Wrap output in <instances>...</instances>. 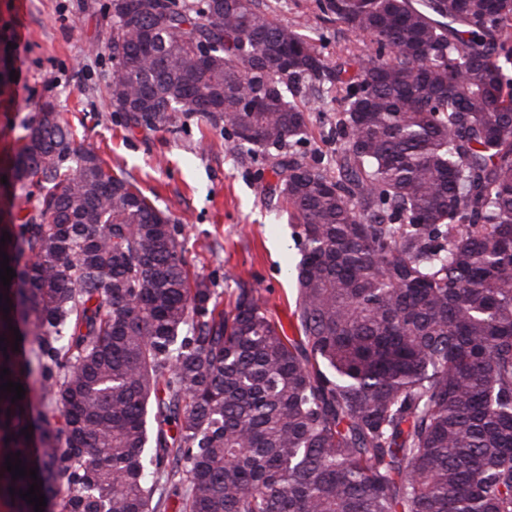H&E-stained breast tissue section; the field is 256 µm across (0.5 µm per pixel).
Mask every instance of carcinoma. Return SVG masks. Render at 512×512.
<instances>
[{"label": "carcinoma", "instance_id": "obj_1", "mask_svg": "<svg viewBox=\"0 0 512 512\" xmlns=\"http://www.w3.org/2000/svg\"><path fill=\"white\" fill-rule=\"evenodd\" d=\"M316 6L376 51L333 62L264 0H112L104 45L125 126L197 114L267 157L296 336L255 288L222 308L169 211L38 105L0 223L10 512L35 482L43 512H512V0ZM306 85L343 105L333 171L295 150Z\"/></svg>", "mask_w": 512, "mask_h": 512}]
</instances>
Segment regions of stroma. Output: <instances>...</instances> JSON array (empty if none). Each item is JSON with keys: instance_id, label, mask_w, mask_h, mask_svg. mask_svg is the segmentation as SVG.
Segmentation results:
<instances>
[{"instance_id": "1", "label": "stroma", "mask_w": 512, "mask_h": 512, "mask_svg": "<svg viewBox=\"0 0 512 512\" xmlns=\"http://www.w3.org/2000/svg\"><path fill=\"white\" fill-rule=\"evenodd\" d=\"M298 25L330 59L357 50L353 35L323 18L313 0H265ZM110 0H0V173L23 145L24 127L44 99L55 102L77 141L129 173L169 209L191 268L213 281L223 304L237 288L260 290L285 324L294 285L288 268L301 257L299 229L267 189L260 155L233 149L223 131L193 116L178 128L128 129L111 101L103 49L112 26ZM301 152L332 166L341 106L313 98Z\"/></svg>"}]
</instances>
